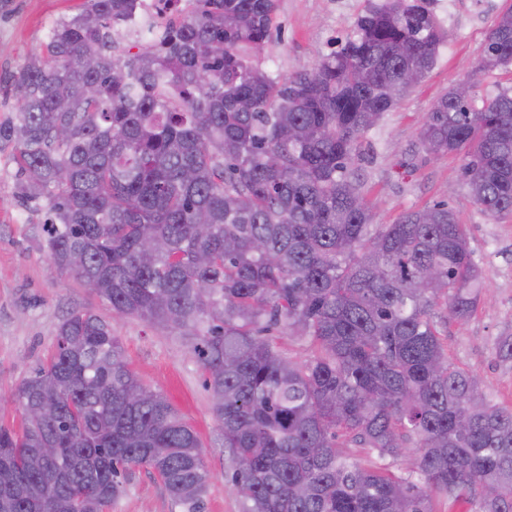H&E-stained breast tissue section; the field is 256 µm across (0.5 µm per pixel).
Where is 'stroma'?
Here are the masks:
<instances>
[{"instance_id":"1","label":"stroma","mask_w":512,"mask_h":512,"mask_svg":"<svg viewBox=\"0 0 512 512\" xmlns=\"http://www.w3.org/2000/svg\"><path fill=\"white\" fill-rule=\"evenodd\" d=\"M375 2L278 0L261 66L282 78L313 70L352 35L357 17ZM87 5L88 0H0V77L9 78L29 56L40 53L56 22L80 14ZM510 6L512 0H431L433 13L452 38L428 76L364 136L352 161L374 223L389 224L403 212L444 201L466 224L473 260L484 271L492 300L465 323L449 319L441 309L435 319L449 357L477 370L489 397L503 406H512V361L498 357L496 344L512 335V215L483 211L462 178L463 155L426 153L419 129L431 106L460 82L476 80L481 97L512 85L511 66L477 71L491 23ZM47 210L46 201L22 199L14 150L0 147V424H18L20 411L11 394L51 355L67 312L90 309L111 321L130 370L166 396L198 433L210 472L200 512H242L196 355L173 333L135 318H113L110 308L74 276L54 268L40 246ZM112 512L187 510L139 466Z\"/></svg>"}]
</instances>
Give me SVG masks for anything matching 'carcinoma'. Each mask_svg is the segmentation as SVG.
<instances>
[{
  "instance_id": "1",
  "label": "carcinoma",
  "mask_w": 512,
  "mask_h": 512,
  "mask_svg": "<svg viewBox=\"0 0 512 512\" xmlns=\"http://www.w3.org/2000/svg\"><path fill=\"white\" fill-rule=\"evenodd\" d=\"M196 2L158 44L117 56L113 29L143 0H88L12 76L21 105L0 143L18 149L25 197L48 203L42 249L114 317L197 355L242 512H512V406L448 357L433 320L487 298L466 227L443 201L373 224L351 168L406 74L423 80L448 41L430 0L370 6L339 50L283 79L257 63L277 0ZM509 65L512 7L481 70ZM419 142L464 152L474 201L512 213V89L478 106L474 84L452 87ZM278 330L313 354L286 356ZM12 399L0 512H110L134 466L198 512L199 435L91 310L68 312ZM352 442L380 458L416 448L408 476L348 462Z\"/></svg>"
}]
</instances>
